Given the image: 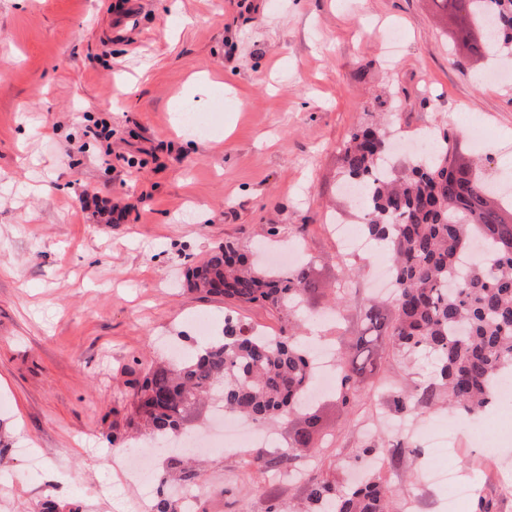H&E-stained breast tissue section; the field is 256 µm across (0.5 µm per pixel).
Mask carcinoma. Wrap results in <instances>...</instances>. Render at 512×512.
I'll return each mask as SVG.
<instances>
[{
  "mask_svg": "<svg viewBox=\"0 0 512 512\" xmlns=\"http://www.w3.org/2000/svg\"><path fill=\"white\" fill-rule=\"evenodd\" d=\"M439 6L482 20L484 39L462 40L482 55L512 44V0H439ZM416 164L399 169L387 155L376 126L354 129L342 156L343 174L365 191L363 228L391 261L395 288L387 302L372 301L362 314L361 332L336 353L335 397L346 407L377 373L383 345L423 354L434 365L431 381L416 394L399 393V411L444 399L448 407L476 416L493 405L494 383L512 377V205L500 201L491 184L474 174L466 187L448 179V142ZM191 292L241 304L261 303L281 314L279 335L264 336L244 321L224 322L223 336L187 359L149 368L137 382L126 425L151 441L185 435L205 400L257 424L294 417L285 447L260 452V467L275 474L315 457L322 433L320 411L301 405L314 382V364L298 324L313 316L321 295L310 263L286 271L249 265L232 241L214 249L184 274ZM200 463L171 458L159 474L155 512H178L167 496L176 481L200 487ZM268 512H395L393 493L376 475L355 485L315 478L304 506L271 500Z\"/></svg>",
  "mask_w": 512,
  "mask_h": 512,
  "instance_id": "1",
  "label": "carcinoma"
}]
</instances>
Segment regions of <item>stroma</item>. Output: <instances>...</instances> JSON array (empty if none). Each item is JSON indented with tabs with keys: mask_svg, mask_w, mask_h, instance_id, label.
Returning a JSON list of instances; mask_svg holds the SVG:
<instances>
[{
	"mask_svg": "<svg viewBox=\"0 0 512 512\" xmlns=\"http://www.w3.org/2000/svg\"><path fill=\"white\" fill-rule=\"evenodd\" d=\"M458 24L433 0H0V512H37L47 496L152 512L103 456L145 368L174 343L196 352L228 317L283 325L266 306L186 289V268L224 241L251 251L273 227L276 244L298 245L344 296L341 320H315L311 339L349 344L386 265L338 261L328 229L338 212L362 222L340 189L358 125L383 118L407 140L454 130L455 162L512 178V79L457 45ZM429 372L390 348L350 408L323 390L327 435L300 477L272 478L253 445L208 449L203 512H266L318 473L349 483L374 439L398 512H448L432 475L444 460L474 489L462 512L481 497L512 512L483 455L496 449L512 475V405L468 425L438 407L395 412L392 393ZM401 423L414 449H394Z\"/></svg>",
	"mask_w": 512,
	"mask_h": 512,
	"instance_id": "1",
	"label": "stroma"
}]
</instances>
